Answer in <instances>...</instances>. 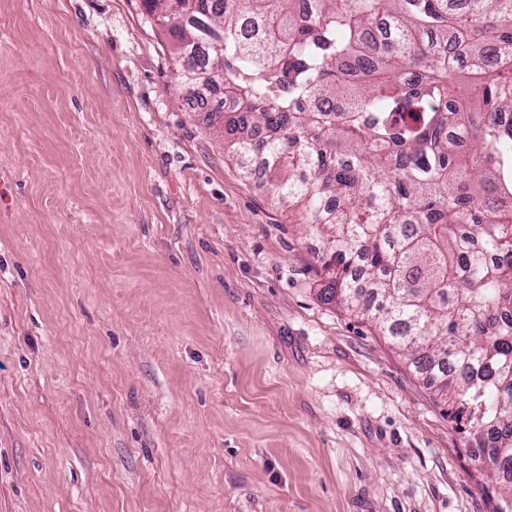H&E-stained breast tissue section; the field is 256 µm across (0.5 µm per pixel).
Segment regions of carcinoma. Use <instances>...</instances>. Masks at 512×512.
<instances>
[{"mask_svg":"<svg viewBox=\"0 0 512 512\" xmlns=\"http://www.w3.org/2000/svg\"><path fill=\"white\" fill-rule=\"evenodd\" d=\"M141 0L209 125L322 241L320 298L448 403L512 512V0Z\"/></svg>","mask_w":512,"mask_h":512,"instance_id":"cac0c4a2","label":"carcinoma"}]
</instances>
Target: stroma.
Here are the masks:
<instances>
[{
  "mask_svg": "<svg viewBox=\"0 0 512 512\" xmlns=\"http://www.w3.org/2000/svg\"><path fill=\"white\" fill-rule=\"evenodd\" d=\"M175 67L140 0H0V512H491Z\"/></svg>",
  "mask_w": 512,
  "mask_h": 512,
  "instance_id": "obj_1",
  "label": "stroma"
}]
</instances>
